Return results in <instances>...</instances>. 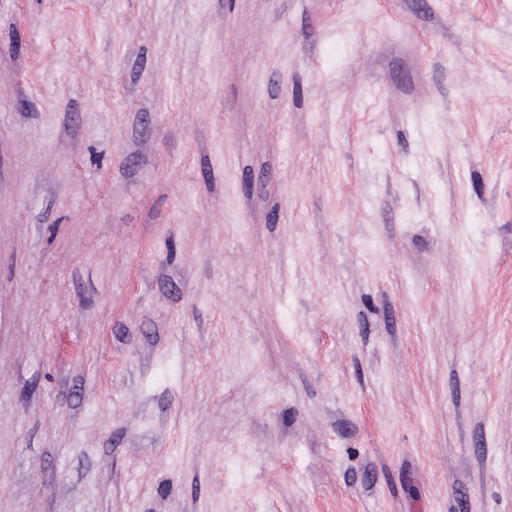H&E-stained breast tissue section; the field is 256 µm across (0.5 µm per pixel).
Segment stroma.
I'll return each mask as SVG.
<instances>
[{
  "instance_id": "1",
  "label": "stroma",
  "mask_w": 512,
  "mask_h": 512,
  "mask_svg": "<svg viewBox=\"0 0 512 512\" xmlns=\"http://www.w3.org/2000/svg\"><path fill=\"white\" fill-rule=\"evenodd\" d=\"M0 512H512V0H0Z\"/></svg>"
}]
</instances>
